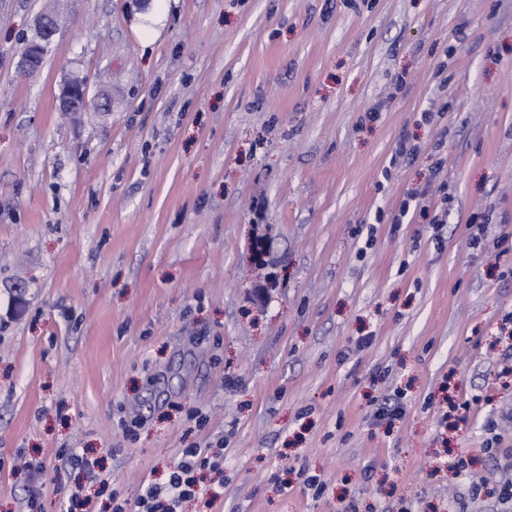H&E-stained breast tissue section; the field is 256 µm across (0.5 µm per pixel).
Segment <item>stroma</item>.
Here are the masks:
<instances>
[{
  "label": "stroma",
  "mask_w": 512,
  "mask_h": 512,
  "mask_svg": "<svg viewBox=\"0 0 512 512\" xmlns=\"http://www.w3.org/2000/svg\"><path fill=\"white\" fill-rule=\"evenodd\" d=\"M71 78L111 111L61 112ZM0 305V512H112L184 448L223 464L183 512H459L481 477L496 512L512 0H0ZM58 34V23L55 17L47 15L38 19L35 35L22 48L19 57V69L28 73L34 71L32 64L35 58L47 47L51 46Z\"/></svg>",
  "instance_id": "1"
}]
</instances>
